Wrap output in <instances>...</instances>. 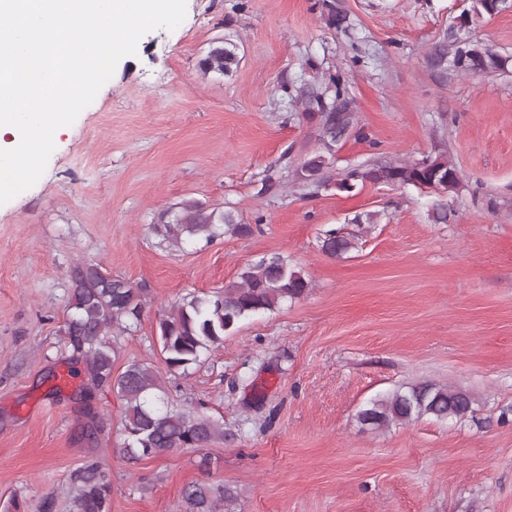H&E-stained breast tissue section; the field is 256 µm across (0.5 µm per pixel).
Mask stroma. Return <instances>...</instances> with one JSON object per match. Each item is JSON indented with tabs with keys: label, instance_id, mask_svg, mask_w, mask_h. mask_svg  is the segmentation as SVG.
I'll list each match as a JSON object with an SVG mask.
<instances>
[{
	"label": "stroma",
	"instance_id": "1",
	"mask_svg": "<svg viewBox=\"0 0 512 512\" xmlns=\"http://www.w3.org/2000/svg\"><path fill=\"white\" fill-rule=\"evenodd\" d=\"M469 5L187 0L176 29L119 61L38 182L0 205V512H68L96 459L110 512H186L182 492L201 481L237 491L232 512H512V63L465 74L432 58ZM462 34L512 60V0ZM220 41L238 64L202 71ZM304 94L354 115L331 150ZM320 153L321 187L292 176L258 194L266 171ZM441 155L459 171L455 192L337 187L354 169ZM185 200L255 230L166 247L153 226ZM367 214L374 223H355ZM340 226L359 247L332 258L320 239ZM272 253L309 274L308 295L164 375L171 403L223 420V441L120 458L124 406L106 389L92 402L105 426L82 438L89 381L63 336L74 265L147 290L118 373L132 359L163 367L164 311ZM424 381L467 390L475 419L361 428L371 399Z\"/></svg>",
	"mask_w": 512,
	"mask_h": 512
}]
</instances>
